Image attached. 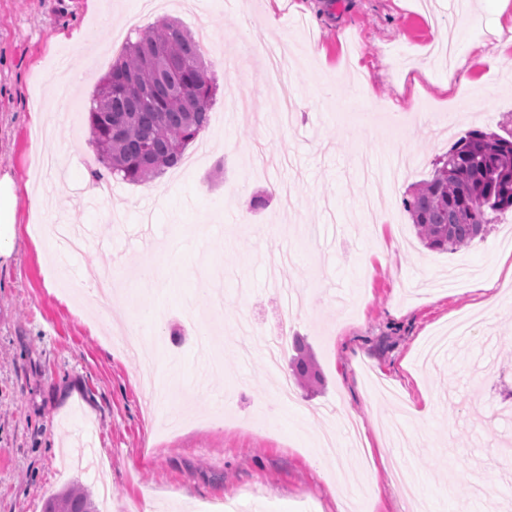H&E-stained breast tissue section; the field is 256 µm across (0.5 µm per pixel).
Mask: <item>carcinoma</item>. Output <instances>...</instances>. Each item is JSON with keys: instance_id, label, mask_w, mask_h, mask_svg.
I'll list each match as a JSON object with an SVG mask.
<instances>
[{"instance_id": "carcinoma-1", "label": "carcinoma", "mask_w": 512, "mask_h": 512, "mask_svg": "<svg viewBox=\"0 0 512 512\" xmlns=\"http://www.w3.org/2000/svg\"><path fill=\"white\" fill-rule=\"evenodd\" d=\"M216 91L199 42L178 24L163 21L127 42L88 112L99 162L132 184L177 166L208 127ZM404 206L430 250L455 253L483 239L498 214L512 210V130L468 132L436 159ZM44 512L98 510L74 484L49 498Z\"/></svg>"}]
</instances>
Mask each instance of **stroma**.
Segmentation results:
<instances>
[{
	"instance_id": "35a3bbf8",
	"label": "stroma",
	"mask_w": 512,
	"mask_h": 512,
	"mask_svg": "<svg viewBox=\"0 0 512 512\" xmlns=\"http://www.w3.org/2000/svg\"><path fill=\"white\" fill-rule=\"evenodd\" d=\"M191 10L139 11L112 0L105 27L87 0H0V166L25 184L38 141L34 97L52 105L62 62L77 61L68 38L83 31L99 62L75 87L43 141L59 160L41 188L56 198L63 223L84 228L83 252L52 255L34 233L38 217L18 204L19 244L0 264V512H43L48 497L73 483L108 512H207L235 501L241 512H337L336 497L366 498L367 512H479L481 481L512 512V215H499L465 250H428L417 240L404 201L430 177L435 160L468 131L512 129V0H485L482 15L458 30L456 0H191ZM206 34L203 58L218 85L210 123L188 153L198 161L157 181L116 182L111 202L95 199L85 158L95 148L87 111L96 80L115 57L105 48L127 26L162 19ZM459 46L417 68L442 35ZM284 55L296 104L291 123L266 82L268 49ZM494 91H487V73ZM339 74L341 91L324 79ZM449 79L448 90L437 82ZM374 88L353 101L358 81ZM369 156L397 189L383 204L388 222L368 233L358 217L367 193L359 169ZM288 184L290 200L272 194ZM166 189L165 201L153 193ZM269 194L265 209L252 196ZM66 266L70 297L54 271ZM155 266L157 289L142 287ZM108 268L128 282L114 302L113 326H99L83 295ZM302 297L289 336L310 344L323 382L293 384L295 406L281 407L273 429L259 424L290 356L267 369L261 350L241 358L236 323L274 328L284 303L280 283ZM501 303L486 311L483 285ZM155 308L145 349L161 358L153 381L123 350L131 308ZM471 315L473 335L431 363L425 342ZM220 331L221 371L208 372L196 342ZM172 389L149 414L153 387ZM426 419L413 416L425 398ZM357 421L368 456L339 442L318 448L336 417ZM392 418L410 432L413 454L387 446ZM415 469L421 500L392 481L393 466Z\"/></svg>"
}]
</instances>
